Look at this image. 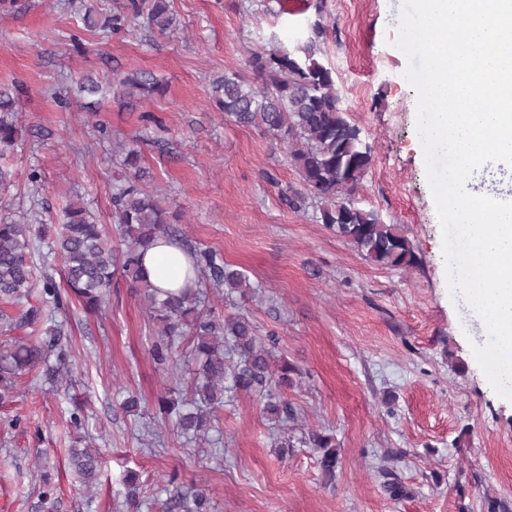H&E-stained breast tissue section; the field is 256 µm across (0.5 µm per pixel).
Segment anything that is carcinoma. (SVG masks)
<instances>
[{
	"instance_id": "cac0c4a2",
	"label": "carcinoma",
	"mask_w": 512,
	"mask_h": 512,
	"mask_svg": "<svg viewBox=\"0 0 512 512\" xmlns=\"http://www.w3.org/2000/svg\"><path fill=\"white\" fill-rule=\"evenodd\" d=\"M82 29L117 34L141 18L161 33L176 25L169 0H125L122 9L99 13L96 3L82 0L77 10ZM320 24L312 35L292 51L278 45L253 53L248 66L252 77L226 72L212 83V94L224 120L254 128L288 150V162L295 166L300 187L288 188L283 198L295 210L314 208L316 218L345 239L367 260L390 268L414 264L410 240L395 224L356 202L359 185L371 169L372 147L363 138L336 94L331 69L318 60ZM157 86L143 71L119 80L116 97L129 104L151 94ZM16 100L7 89L0 90V157L21 140L15 123ZM122 165L130 174L120 180L112 193V223L118 225V241L107 238L104 225L82 203L64 207L62 222L51 241V251L60 258L64 288L46 278L35 288L31 255L42 231L26 220L0 217V301L20 306L18 316L0 314L9 326L32 328L46 322L50 308L62 310L71 300L91 312L109 300L120 276L147 306L158 326L152 355L160 365L186 358L190 364L185 378L183 409L177 412L176 429L191 439L209 440L215 429L216 410L240 393L263 398L262 411L269 420L286 422L295 416L283 391L295 385L299 368L283 362L274 364L277 344L274 335L262 337L257 326L244 314L225 316L202 301L203 289L213 288L224 303L235 304L255 294L249 276L231 269L213 252H191L197 270L206 267L210 282L201 279L191 287L162 298L148 281L142 267L145 251L160 236L177 240L169 232L170 212L158 196L141 186L140 150L137 140L120 144ZM68 350L60 331L48 326L42 336L0 341V403L14 397L21 375L36 372L54 360L65 368ZM69 449L75 472L88 486L95 485L101 462L89 446ZM312 446L325 477L332 479L339 464L336 439L316 435ZM172 512H210L207 495L195 491L175 499Z\"/></svg>"
}]
</instances>
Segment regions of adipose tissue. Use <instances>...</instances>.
<instances>
[{
    "label": "adipose tissue",
    "instance_id": "obj_1",
    "mask_svg": "<svg viewBox=\"0 0 512 512\" xmlns=\"http://www.w3.org/2000/svg\"><path fill=\"white\" fill-rule=\"evenodd\" d=\"M151 284L159 292H175L183 288L195 270L189 253L166 237L157 238L143 258Z\"/></svg>",
    "mask_w": 512,
    "mask_h": 512
}]
</instances>
